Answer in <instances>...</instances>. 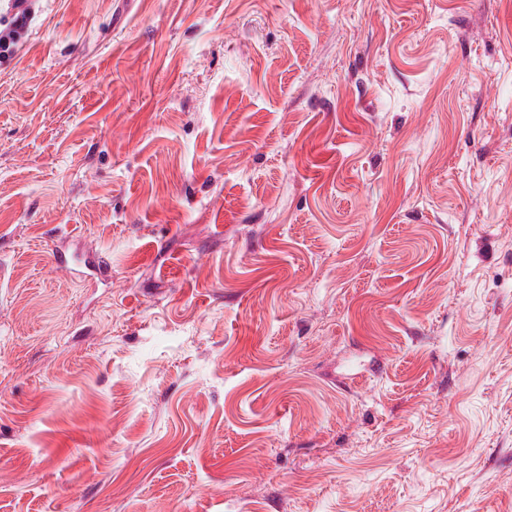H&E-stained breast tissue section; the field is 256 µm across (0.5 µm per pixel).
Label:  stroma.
Listing matches in <instances>:
<instances>
[{
	"mask_svg": "<svg viewBox=\"0 0 512 512\" xmlns=\"http://www.w3.org/2000/svg\"><path fill=\"white\" fill-rule=\"evenodd\" d=\"M0 512H512V0H40Z\"/></svg>",
	"mask_w": 512,
	"mask_h": 512,
	"instance_id": "35a3bbf8",
	"label": "stroma"
}]
</instances>
